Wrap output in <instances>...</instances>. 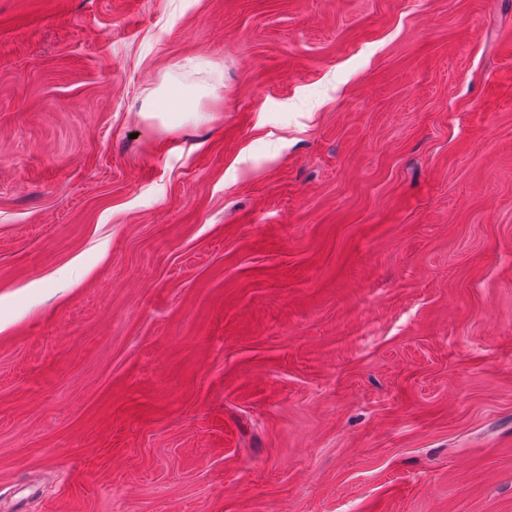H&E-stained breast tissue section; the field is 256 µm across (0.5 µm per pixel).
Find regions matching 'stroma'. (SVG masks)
<instances>
[{"instance_id":"stroma-1","label":"stroma","mask_w":512,"mask_h":512,"mask_svg":"<svg viewBox=\"0 0 512 512\" xmlns=\"http://www.w3.org/2000/svg\"><path fill=\"white\" fill-rule=\"evenodd\" d=\"M0 512H512V0H0Z\"/></svg>"}]
</instances>
